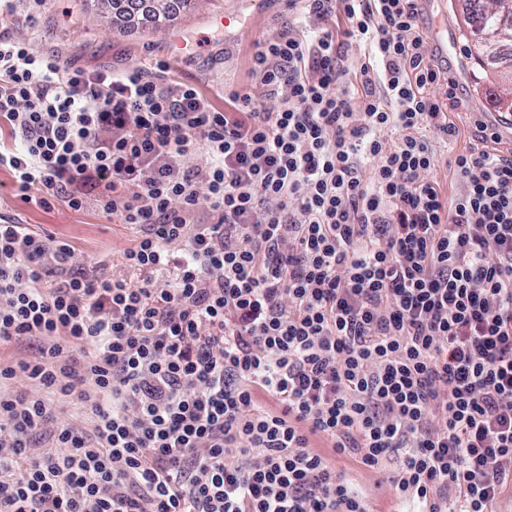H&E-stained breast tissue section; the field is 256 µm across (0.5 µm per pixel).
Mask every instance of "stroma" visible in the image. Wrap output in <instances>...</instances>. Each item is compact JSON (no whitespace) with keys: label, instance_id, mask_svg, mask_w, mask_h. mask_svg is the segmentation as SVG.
<instances>
[{"label":"stroma","instance_id":"1","mask_svg":"<svg viewBox=\"0 0 512 512\" xmlns=\"http://www.w3.org/2000/svg\"><path fill=\"white\" fill-rule=\"evenodd\" d=\"M464 0H420L419 27L429 42L432 56L447 61L448 79L432 84L429 95L455 124L459 135L440 156L435 174L450 175V153L476 144L478 131L499 111L503 93L497 77L473 68L462 37ZM227 12L239 14L237 27L224 29L218 21ZM304 14L302 0H192L173 20L154 30L137 24L116 34L111 24L98 17L91 0H15L0 14V29L25 41L37 52H53L75 60L87 71L123 72L136 66L169 64L177 81L194 86L214 107L223 108L225 90L248 92L256 87L253 55L256 45L289 31L303 35L296 19ZM182 37L192 49L180 58L171 54L173 38ZM0 217L34 224L70 241L82 263H96L122 274L112 255L126 243L125 230L104 213L96 201L78 212L60 203L44 208L23 202L13 178L0 169Z\"/></svg>","mask_w":512,"mask_h":512}]
</instances>
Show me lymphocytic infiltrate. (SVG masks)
Here are the masks:
<instances>
[{"mask_svg":"<svg viewBox=\"0 0 512 512\" xmlns=\"http://www.w3.org/2000/svg\"><path fill=\"white\" fill-rule=\"evenodd\" d=\"M305 2L345 27L257 44L274 104L231 90L230 112L0 32V167L27 201L94 194L133 272L0 223V347L33 345L0 360V512H375L340 457L394 462L415 512L512 492V157L471 146L455 192L436 177L426 130H457L418 0Z\"/></svg>","mask_w":512,"mask_h":512,"instance_id":"1","label":"lymphocytic infiltrate"}]
</instances>
